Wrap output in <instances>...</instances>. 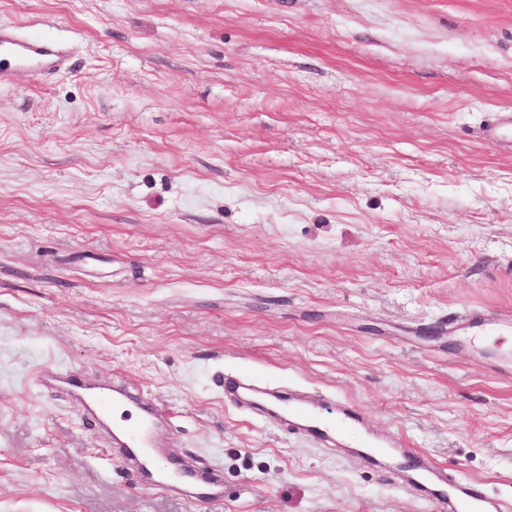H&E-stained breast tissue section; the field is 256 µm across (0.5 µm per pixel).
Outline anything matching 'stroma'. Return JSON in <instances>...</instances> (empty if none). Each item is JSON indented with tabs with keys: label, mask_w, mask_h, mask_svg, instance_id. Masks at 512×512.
Masks as SVG:
<instances>
[{
	"label": "stroma",
	"mask_w": 512,
	"mask_h": 512,
	"mask_svg": "<svg viewBox=\"0 0 512 512\" xmlns=\"http://www.w3.org/2000/svg\"><path fill=\"white\" fill-rule=\"evenodd\" d=\"M76 52L0 81V512H444L224 400V375L365 409L512 504V0H0ZM164 411L220 470L144 481L53 383ZM448 331L463 338L487 336L501 332H510L512 334V311L478 312L464 317H457L448 322Z\"/></svg>",
	"instance_id": "obj_1"
}]
</instances>
